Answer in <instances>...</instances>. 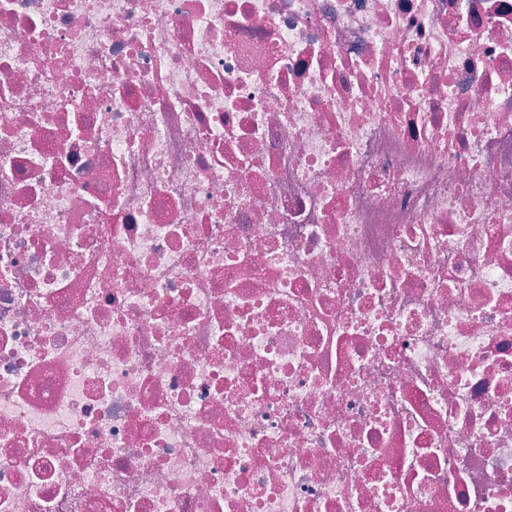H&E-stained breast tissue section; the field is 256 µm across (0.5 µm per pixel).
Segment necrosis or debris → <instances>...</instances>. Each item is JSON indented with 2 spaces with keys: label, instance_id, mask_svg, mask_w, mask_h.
Listing matches in <instances>:
<instances>
[{
  "label": "necrosis or debris",
  "instance_id": "1",
  "mask_svg": "<svg viewBox=\"0 0 512 512\" xmlns=\"http://www.w3.org/2000/svg\"><path fill=\"white\" fill-rule=\"evenodd\" d=\"M0 512H512V0H0Z\"/></svg>",
  "mask_w": 512,
  "mask_h": 512
}]
</instances>
